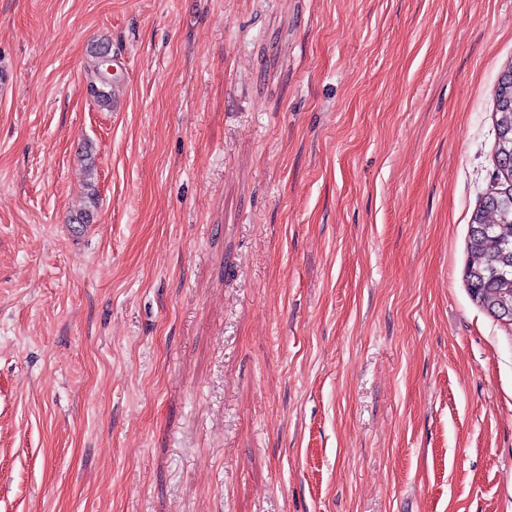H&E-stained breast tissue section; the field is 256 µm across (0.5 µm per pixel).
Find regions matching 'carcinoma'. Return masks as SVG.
Returning <instances> with one entry per match:
<instances>
[{"label":"carcinoma","mask_w":512,"mask_h":512,"mask_svg":"<svg viewBox=\"0 0 512 512\" xmlns=\"http://www.w3.org/2000/svg\"><path fill=\"white\" fill-rule=\"evenodd\" d=\"M497 158L502 183L490 190L471 217L465 280L472 299L498 318H512V83L498 82Z\"/></svg>","instance_id":"obj_1"}]
</instances>
